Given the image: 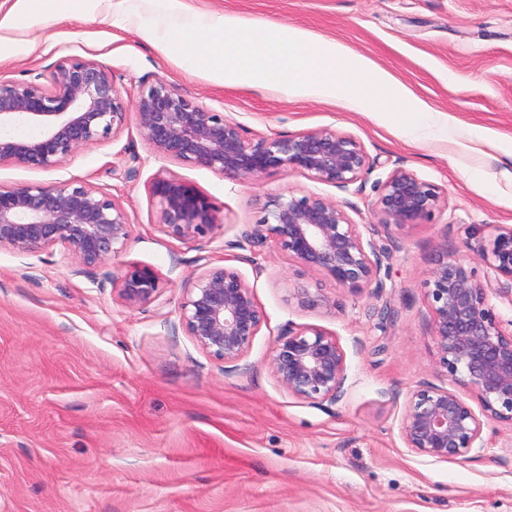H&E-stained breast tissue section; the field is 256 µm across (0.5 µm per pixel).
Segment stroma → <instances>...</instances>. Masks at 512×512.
<instances>
[{"label": "stroma", "mask_w": 512, "mask_h": 512, "mask_svg": "<svg viewBox=\"0 0 512 512\" xmlns=\"http://www.w3.org/2000/svg\"><path fill=\"white\" fill-rule=\"evenodd\" d=\"M250 24L285 23L340 48L333 73L355 81L364 59L404 90L372 108L281 89L227 86L189 72L166 41L142 39L126 0L85 9L36 0L37 17L0 26V77L49 79L58 58L112 67L126 101L160 79L224 112L249 134L332 127L355 136L376 168L341 190L278 170L239 183L156 156L129 128L81 147L60 168L0 164V183L88 182L114 194L134 224L127 250L87 272L61 249L0 250V512H512V426L489 422L488 447L439 461L405 447L404 402L416 386H444L423 282L438 253L466 254L473 231L512 225V0H184ZM448 126L420 135L429 113ZM439 185L445 209L399 230L371 213L375 182L394 161ZM128 171L125 179L113 169ZM194 183L219 206L223 239L183 243L158 232L146 185L157 172ZM301 189L335 200L367 240L388 252L382 296L301 273L273 242L236 269L266 322L238 369L227 371L183 332H172L196 259L224 258L223 243L256 223L255 198ZM137 262L169 286L126 308L99 288L104 273ZM319 288L332 311L289 302ZM394 316L377 328V313ZM336 334L347 380L332 405L288 396L268 363L288 322Z\"/></svg>", "instance_id": "stroma-1"}]
</instances>
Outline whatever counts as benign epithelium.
I'll return each instance as SVG.
<instances>
[{"label":"benign epithelium","mask_w":512,"mask_h":512,"mask_svg":"<svg viewBox=\"0 0 512 512\" xmlns=\"http://www.w3.org/2000/svg\"><path fill=\"white\" fill-rule=\"evenodd\" d=\"M20 121L43 128L19 138L0 134V163L37 170L63 166L88 144L116 140L135 123L158 157L206 168L237 182L257 181L286 169L347 190L375 167L353 135L331 127L292 134H245L243 125L207 109L173 85L141 84L134 109L124 99L113 70L95 60L66 55L57 60L46 87L38 79H0V130ZM377 223L404 229L447 206L443 190L413 171L394 166L376 181ZM158 206L155 226L181 241H212L224 225L218 206L193 183L158 173L147 184ZM261 217L248 225L230 249L274 241L280 255L303 273H318L336 287L380 294L383 250L366 240L335 201L298 189L257 202ZM466 244L467 256L443 253L424 281L432 336L448 385H419L407 396L401 423L405 447L439 460H466L486 445L490 420L512 426V318L503 319L492 298H512V226L486 225ZM129 213L113 195L82 180L52 184H0V250L39 255L57 246L83 269L93 270L125 252L133 239ZM484 269L477 279L475 265ZM112 295L127 308L144 307L162 295L166 283L150 267L128 263L107 276ZM301 308H336L321 291L296 288L289 294ZM265 324V313L235 268L202 258L183 281L179 305L182 329L206 356L239 366ZM269 364L278 386L311 404H333L347 380L346 353L339 338L308 324L288 323L273 341ZM467 391L472 407L461 395Z\"/></svg>","instance_id":"benign-epithelium-1"}]
</instances>
